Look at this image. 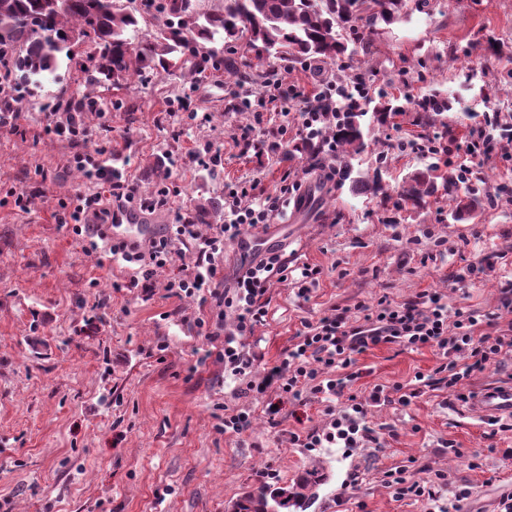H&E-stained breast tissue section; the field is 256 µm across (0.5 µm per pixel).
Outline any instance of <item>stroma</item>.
<instances>
[{
	"instance_id": "obj_1",
	"label": "stroma",
	"mask_w": 512,
	"mask_h": 512,
	"mask_svg": "<svg viewBox=\"0 0 512 512\" xmlns=\"http://www.w3.org/2000/svg\"><path fill=\"white\" fill-rule=\"evenodd\" d=\"M267 64L285 88L304 93L336 72L331 63ZM348 72L402 101L434 89L452 101L424 128L410 112L366 126L368 147L353 165L389 186L383 199L353 196L344 179L327 180L319 162L282 161L301 139L295 100L279 103L257 125L252 113L233 108L249 87L211 70L184 85L146 75L98 90L101 114L90 119L86 148L111 140L113 166L125 167L147 196L157 186L144 171L157 164L170 170L175 195L156 211L160 223L223 199L228 183H255L257 199L279 194L286 180L304 187L275 229L291 264L317 266L322 274L306 300L288 282L268 289L265 324L240 339L256 381L282 358L302 321L331 308L428 291L453 307L492 311L501 284L512 281V159L497 156L475 169L474 189L460 186L413 208L399 206L398 190L429 157L409 150L378 157L382 143L421 133L464 137L479 115L495 112L512 123V0H429L408 21L384 27ZM81 81L74 63L61 59L56 80L18 106L28 115L24 134L0 136V512H229L254 487L290 486L317 465L328 479L306 512H428L423 502L396 499L382 483L386 470L423 464L447 473L452 485L472 486L464 512H497L501 495L512 491V458L502 454L512 448V432L494 435L460 416L447 390L424 389L406 406L369 407L384 450L303 448L292 434L329 430L339 404L287 402L277 426H269L265 410L274 392L243 394V381L226 376L223 364L199 359L207 344L193 332L196 302L159 295L145 302L113 292V280L126 271L98 265L56 220L62 204L88 192L90 183L69 164L72 144L42 134L41 102L67 100ZM249 124L252 146L236 147L233 135ZM281 126L286 134L270 137ZM204 143L223 153L220 171L192 159L194 146ZM471 193L482 206L456 218L457 198ZM19 194L26 210L14 204ZM457 273L466 275V288L451 287ZM98 300L104 306L95 321L91 306ZM358 365L362 376L353 390L364 396L377 384L432 374L437 357L429 348L384 345L362 354ZM224 405L252 415L251 430L219 433ZM446 440L461 455L442 451ZM473 454L476 470L469 466Z\"/></svg>"
}]
</instances>
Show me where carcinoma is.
Returning a JSON list of instances; mask_svg holds the SVG:
<instances>
[{"label":"carcinoma","instance_id":"obj_1","mask_svg":"<svg viewBox=\"0 0 512 512\" xmlns=\"http://www.w3.org/2000/svg\"><path fill=\"white\" fill-rule=\"evenodd\" d=\"M116 0H0V66L5 83L18 94L29 86L54 80L58 59L71 53L73 36L88 40L94 51L90 64L81 67L86 82L100 87L119 85L146 72L195 79L200 68L185 71L186 50L205 43L223 42L222 52L212 50L200 56L201 63L241 83L263 86L270 73L256 69L239 54L244 45L261 56L278 60H310L338 63V79L349 80L341 60L357 48L367 47L381 24L391 25L408 16L407 0H213L207 10L194 0H140L133 8H116ZM165 17L150 37H139L140 22L153 14ZM326 111L342 113L327 126L326 137L337 150L350 191L371 198L387 195L377 176L351 178L352 160L367 148L362 119L370 116L379 124L403 111L398 100L373 104L365 97L358 104L332 102ZM320 142L303 138L286 152L300 153L314 160ZM454 192V178L436 174L428 165L408 177L400 198L414 206L426 204L439 191ZM221 204L201 206L191 213L195 224H213L220 217ZM325 479L324 469L314 466L285 488L269 490L257 486L238 499L239 512H267L273 505L279 512H301Z\"/></svg>","mask_w":512,"mask_h":512}]
</instances>
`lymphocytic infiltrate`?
I'll return each mask as SVG.
<instances>
[{
	"mask_svg": "<svg viewBox=\"0 0 512 512\" xmlns=\"http://www.w3.org/2000/svg\"><path fill=\"white\" fill-rule=\"evenodd\" d=\"M45 119V134L78 146L70 163L93 181L92 191L76 196L65 220L81 251L130 269L129 279L113 281L115 292L127 291L147 302L161 289L171 299L198 300L193 319L198 335L223 362L225 374L236 378L249 375L253 363L243 353L239 338L263 324L267 287L275 280L287 281L288 260L281 251H266L228 282L224 279V248L256 227L271 224L282 207V195L296 191V184H284L280 194L255 203L249 202L246 185H231L224 192V223L204 228L181 214L176 223L163 225L147 240L116 238L107 220L113 206L139 200L138 183L120 170L108 168L103 156L110 153V146L92 153L82 151L89 136L85 113L49 112ZM495 128L500 131L496 137L491 134ZM497 149L505 155L512 153V125L500 123L494 116H484L482 128L465 139L449 137L448 154L467 158L455 176L456 182L468 184L472 165L489 162ZM187 247L193 259L184 264L180 258ZM499 294L500 310L496 313L451 308L441 297L426 291L394 303L380 300L373 310L361 304L352 309H332L317 321L303 322L298 342L269 369L255 390L261 393L274 384L284 400L305 394L347 398L349 405L332 431L306 434L301 447L319 448L340 440L345 447L356 448L364 441L378 442L375 430L361 420L363 402L347 391L362 375L357 365L359 355L381 345L432 348L438 364L432 375L416 374V381L426 387H445L454 400L468 403L473 396L469 385L474 374L512 360V319H502L506 312L512 316V282L503 285ZM229 314L234 317L230 327L224 324ZM383 482L397 499L421 500L438 512H460L463 501L471 495L469 488L462 487L453 490L451 497H443L448 478L430 469L421 477L405 469H390L385 471Z\"/></svg>",
	"mask_w": 512,
	"mask_h": 512,
	"instance_id": "lymphocytic-infiltrate-1",
	"label": "lymphocytic infiltrate"
}]
</instances>
